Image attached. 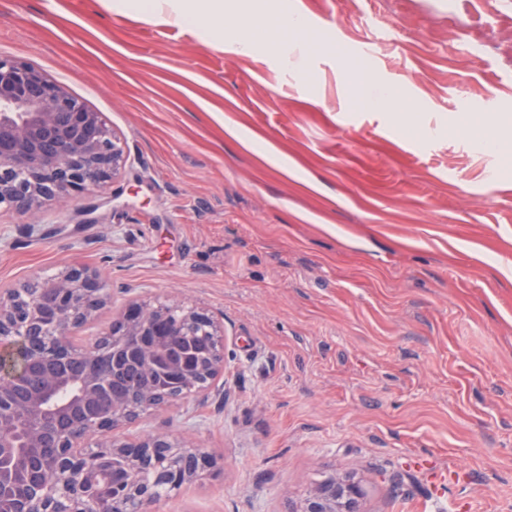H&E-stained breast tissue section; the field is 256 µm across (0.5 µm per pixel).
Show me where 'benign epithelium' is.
<instances>
[{
  "label": "benign epithelium",
  "mask_w": 512,
  "mask_h": 512,
  "mask_svg": "<svg viewBox=\"0 0 512 512\" xmlns=\"http://www.w3.org/2000/svg\"><path fill=\"white\" fill-rule=\"evenodd\" d=\"M124 140L99 112L38 69L0 56V211L36 219L73 192L95 194L126 166ZM107 282L80 265L20 287H0V457L25 449L29 475L46 477L14 512H141L179 491L209 465L188 469L183 446L163 435L132 443L112 440L130 414L159 410L197 395L224 375V330L195 307L132 300L108 333L111 347L138 349L136 368L180 384L157 399L149 392L112 395V362L103 339L74 343L78 327L110 301ZM208 335L209 363L193 367L192 352L173 340ZM361 486L330 477L298 512H361Z\"/></svg>",
  "instance_id": "7a95c632"
}]
</instances>
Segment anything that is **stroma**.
Here are the masks:
<instances>
[{
	"label": "stroma",
	"instance_id": "35a3bbf8",
	"mask_svg": "<svg viewBox=\"0 0 512 512\" xmlns=\"http://www.w3.org/2000/svg\"><path fill=\"white\" fill-rule=\"evenodd\" d=\"M299 11L434 131L357 107L338 53L303 67L271 39L231 51L124 0H0V55L102 113L128 163L102 192L0 215V286L77 263L112 302L168 301L224 326V376L112 436L213 460L148 512H298L330 476L363 512H512V165L448 125L497 99L512 135V0H257ZM414 457L429 470L410 467Z\"/></svg>",
	"mask_w": 512,
	"mask_h": 512
}]
</instances>
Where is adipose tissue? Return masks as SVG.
<instances>
[{
    "label": "adipose tissue",
    "mask_w": 512,
    "mask_h": 512,
    "mask_svg": "<svg viewBox=\"0 0 512 512\" xmlns=\"http://www.w3.org/2000/svg\"><path fill=\"white\" fill-rule=\"evenodd\" d=\"M127 6L146 19L187 28L201 26L212 15L224 14L225 24L232 31L231 47L239 55L252 52L275 29L296 36V63H303L307 52L302 37L309 26L300 12L283 13L270 23L256 14L253 0H234L229 11L224 8V0H127ZM343 65L350 74L351 91L360 107L395 114L413 112L414 106L402 87L378 84L370 69L352 59H344Z\"/></svg>",
    "instance_id": "ef3b65f1"
}]
</instances>
